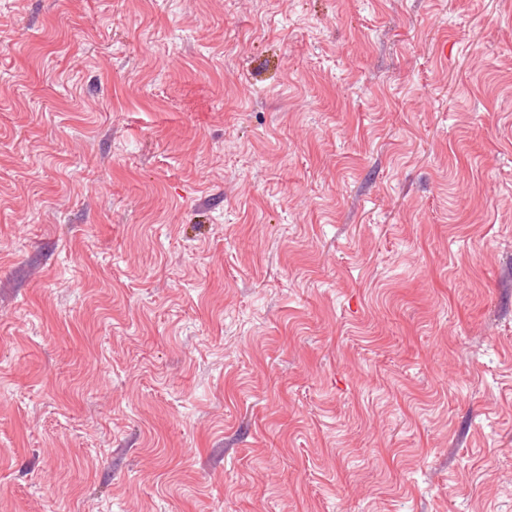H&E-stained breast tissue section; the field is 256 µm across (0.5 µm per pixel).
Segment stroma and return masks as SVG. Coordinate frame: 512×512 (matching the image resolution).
<instances>
[{
	"label": "stroma",
	"instance_id": "stroma-1",
	"mask_svg": "<svg viewBox=\"0 0 512 512\" xmlns=\"http://www.w3.org/2000/svg\"><path fill=\"white\" fill-rule=\"evenodd\" d=\"M0 512H512V0H0Z\"/></svg>",
	"mask_w": 512,
	"mask_h": 512
}]
</instances>
